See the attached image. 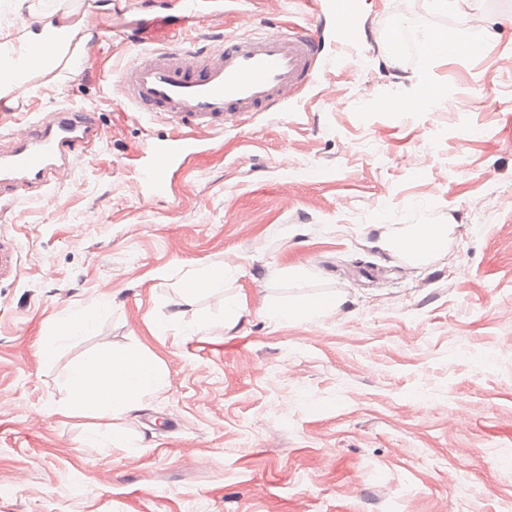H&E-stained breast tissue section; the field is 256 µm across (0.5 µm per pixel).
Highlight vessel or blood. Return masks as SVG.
Listing matches in <instances>:
<instances>
[{
  "label": "vessel or blood",
  "mask_w": 512,
  "mask_h": 512,
  "mask_svg": "<svg viewBox=\"0 0 512 512\" xmlns=\"http://www.w3.org/2000/svg\"><path fill=\"white\" fill-rule=\"evenodd\" d=\"M359 14L360 0H325L314 31L225 35L198 49L173 45L146 51L131 33L132 60L121 69L119 84L137 111L221 130L250 113L293 108L297 90L315 84L321 67H361ZM98 139L91 114L79 109L59 110L56 120L26 127L16 135L12 153L0 158V190L48 186L77 149ZM203 147L201 140L185 136L147 142L134 171L146 200L164 199L169 173Z\"/></svg>",
  "instance_id": "1"
}]
</instances>
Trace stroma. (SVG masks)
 <instances>
[{"instance_id":"stroma-1","label":"stroma","mask_w":512,"mask_h":512,"mask_svg":"<svg viewBox=\"0 0 512 512\" xmlns=\"http://www.w3.org/2000/svg\"><path fill=\"white\" fill-rule=\"evenodd\" d=\"M107 2L0 0V41L44 11L76 21L86 3L113 33L0 106L1 153L11 130L66 106L102 133L45 197L0 194V512H507L512 0H469L490 31L479 54L413 61L380 43L364 68L305 88L304 111L196 131L210 150L159 202L131 170L149 135L186 128L124 99L130 54ZM323 4L240 0L141 46L312 29ZM402 21L462 26L432 0H361L359 25L380 40ZM430 79L445 94L429 108L380 109ZM415 224L445 225L447 244L420 263L381 247ZM220 261L223 288L185 298L183 280ZM316 295L336 312L261 314ZM94 305L93 328L45 362L43 339ZM104 344L152 358L167 386L130 415L61 414L72 371Z\"/></svg>"}]
</instances>
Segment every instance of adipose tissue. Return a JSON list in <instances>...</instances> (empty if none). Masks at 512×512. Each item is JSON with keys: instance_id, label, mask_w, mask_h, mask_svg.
Masks as SVG:
<instances>
[{"instance_id": "adipose-tissue-1", "label": "adipose tissue", "mask_w": 512, "mask_h": 512, "mask_svg": "<svg viewBox=\"0 0 512 512\" xmlns=\"http://www.w3.org/2000/svg\"><path fill=\"white\" fill-rule=\"evenodd\" d=\"M80 26L68 24L55 13L42 14L19 42H0V70L12 72L13 83L0 84V99L27 84L38 72L53 70L65 58L71 44L81 39ZM57 50L56 58L41 56L44 46ZM448 231L438 224H421L405 235L385 241L390 251H403L422 258L441 249ZM165 384L164 372L149 358L130 356L101 348L87 358L70 379V401L66 413L87 411L111 414L138 410L145 398Z\"/></svg>"}]
</instances>
